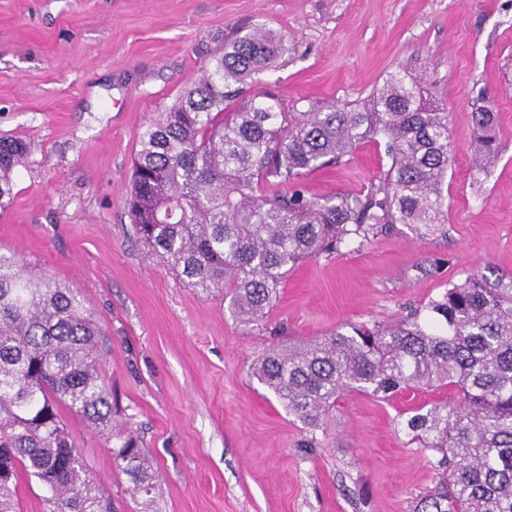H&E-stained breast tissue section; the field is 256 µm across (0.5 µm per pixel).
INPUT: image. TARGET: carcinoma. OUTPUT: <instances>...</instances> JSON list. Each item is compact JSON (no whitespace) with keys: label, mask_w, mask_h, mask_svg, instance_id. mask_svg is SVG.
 I'll return each mask as SVG.
<instances>
[{"label":"carcinoma","mask_w":512,"mask_h":512,"mask_svg":"<svg viewBox=\"0 0 512 512\" xmlns=\"http://www.w3.org/2000/svg\"><path fill=\"white\" fill-rule=\"evenodd\" d=\"M296 51L264 25L239 29L224 51L138 134L129 212L140 241L203 294L221 291L251 328L301 261L361 248L402 225L427 240L448 235V112L423 74L401 67L361 102L291 112L255 93L259 76ZM478 169L497 150L495 114L473 113ZM367 140L390 159L366 189L310 197L302 178ZM32 151L0 137V210ZM101 331L79 293L0 253V512H17L19 470L52 494L53 512H112L63 418L112 426V401L94 356ZM315 431L343 393L387 401L407 389L447 388L453 403L417 407L404 429L439 458L440 489L413 512H512V273L472 274L393 323L359 322L273 349L252 367ZM132 492L155 473L128 438L112 449Z\"/></svg>","instance_id":"obj_1"}]
</instances>
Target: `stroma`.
Instances as JSON below:
<instances>
[{
    "instance_id": "stroma-1",
    "label": "stroma",
    "mask_w": 512,
    "mask_h": 512,
    "mask_svg": "<svg viewBox=\"0 0 512 512\" xmlns=\"http://www.w3.org/2000/svg\"><path fill=\"white\" fill-rule=\"evenodd\" d=\"M255 23L295 42L261 88L301 110L362 100L388 71L422 68L448 111L451 165L447 236L397 230L305 260L247 332L223 293L200 294L139 243L127 200L138 132ZM481 106L499 149L479 171ZM0 137L33 146L0 212V250L77 288L102 328L112 427L64 420L112 512L141 508L113 462L123 435L155 471V512H412L435 488V454L401 415L448 391L345 394L310 432L251 368L275 344L389 323L468 274L512 272V0H0ZM388 165L367 141L303 184L320 199L358 192Z\"/></svg>"
}]
</instances>
